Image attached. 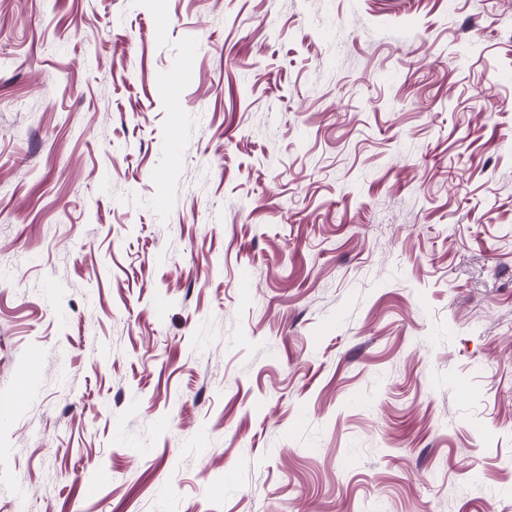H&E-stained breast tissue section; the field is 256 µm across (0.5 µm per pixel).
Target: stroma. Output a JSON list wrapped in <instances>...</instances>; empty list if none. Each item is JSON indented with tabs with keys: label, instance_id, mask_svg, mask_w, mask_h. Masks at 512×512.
I'll return each instance as SVG.
<instances>
[{
	"label": "stroma",
	"instance_id": "obj_1",
	"mask_svg": "<svg viewBox=\"0 0 512 512\" xmlns=\"http://www.w3.org/2000/svg\"><path fill=\"white\" fill-rule=\"evenodd\" d=\"M1 399L0 512H512V0H0Z\"/></svg>",
	"mask_w": 512,
	"mask_h": 512
}]
</instances>
